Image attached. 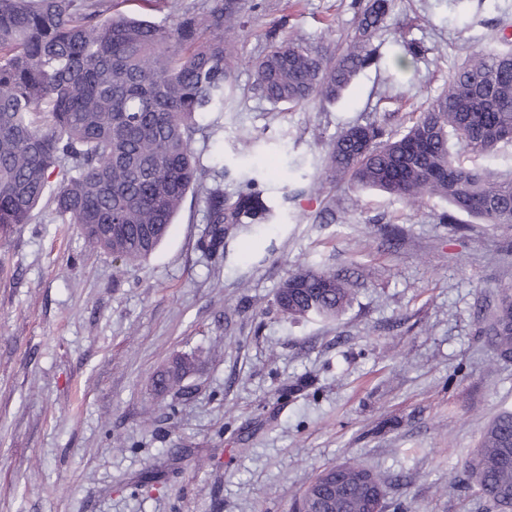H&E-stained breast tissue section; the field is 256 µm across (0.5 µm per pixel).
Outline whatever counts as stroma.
<instances>
[{"label": "stroma", "instance_id": "1", "mask_svg": "<svg viewBox=\"0 0 512 512\" xmlns=\"http://www.w3.org/2000/svg\"><path fill=\"white\" fill-rule=\"evenodd\" d=\"M367 0H242L234 90L193 147L205 169L143 263L88 250L43 209L0 232V512H298L323 469L356 462L388 508L494 512L449 486L487 423L512 410V361L486 316L512 290V224H446L437 197L320 184L352 125L407 123L512 0H391L378 63L333 103L273 105L251 62L270 36L336 51ZM174 27L206 0H101ZM420 51L411 56L407 42ZM256 179L261 233L208 253L206 189ZM313 266L349 276L334 322L294 321L275 294ZM179 391H156L176 359Z\"/></svg>", "mask_w": 512, "mask_h": 512}]
</instances>
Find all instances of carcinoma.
<instances>
[{
  "mask_svg": "<svg viewBox=\"0 0 512 512\" xmlns=\"http://www.w3.org/2000/svg\"><path fill=\"white\" fill-rule=\"evenodd\" d=\"M389 0H368L346 48L331 55L301 38L272 40L252 62L272 104L334 102L375 64L371 39ZM242 26L241 8L212 0L185 12L172 29L123 14L102 17L100 0H0V230L28 224L42 202L73 224L88 245L135 262L168 235L203 168L192 143L208 112L224 111L232 88L224 30ZM493 28L448 75V86L402 133L375 123L342 130L318 173L403 199L437 196L442 220L464 213L485 224H512V176L465 167L452 140L476 154L512 144V50ZM202 249L224 250L231 226H259L270 207L250 186L236 198L207 191ZM347 279L314 268L291 273L276 304L296 321H336L351 301ZM486 335L512 355V294L494 307ZM187 373L180 361L157 378L162 390ZM465 481L499 512H512V411L484 428L463 464ZM385 512V492L369 471L343 464L319 473L300 512Z\"/></svg>",
  "mask_w": 512,
  "mask_h": 512,
  "instance_id": "obj_1",
  "label": "carcinoma"
}]
</instances>
